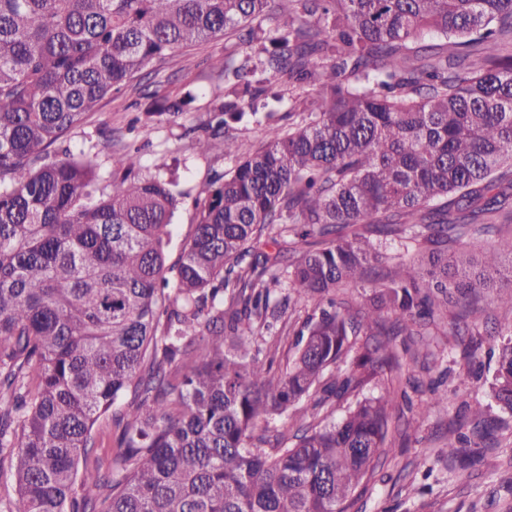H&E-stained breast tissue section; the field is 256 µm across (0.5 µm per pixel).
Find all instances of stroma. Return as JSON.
Here are the masks:
<instances>
[{
    "instance_id": "35a3bbf8",
    "label": "stroma",
    "mask_w": 512,
    "mask_h": 512,
    "mask_svg": "<svg viewBox=\"0 0 512 512\" xmlns=\"http://www.w3.org/2000/svg\"><path fill=\"white\" fill-rule=\"evenodd\" d=\"M246 52L236 37L220 36L153 61L63 139L64 146L92 158L105 176L112 171V153L126 146L138 149L143 177H168L173 159H180L176 175L183 197L170 227L169 262L177 261L192 236L195 201L213 171L226 172L235 164L231 156L199 153L192 141L193 128L224 97V83L210 62L231 53L241 58ZM188 90L196 98L179 118L151 113L153 95L177 98ZM481 307V349H472V331L459 327L453 306L435 322L419 326L417 335L394 340L400 364L415 356L427 368L413 377L404 370L392 372L393 388L406 391L410 403L394 413L388 437L392 452L381 456L350 512H512V418L498 432L494 448L478 457L452 463L446 448L449 432L468 433L469 405L489 401L494 362L485 344L499 310L486 300ZM434 388L447 391V406L416 423L419 404Z\"/></svg>"
}]
</instances>
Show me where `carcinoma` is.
I'll use <instances>...</instances> for the list:
<instances>
[{
    "mask_svg": "<svg viewBox=\"0 0 512 512\" xmlns=\"http://www.w3.org/2000/svg\"><path fill=\"white\" fill-rule=\"evenodd\" d=\"M273 10L287 21L254 39ZM244 28L253 53L212 64L230 99L202 153L236 154L233 125L286 80L316 94L211 176L169 265L172 183L135 176L126 151L105 190L91 158L49 149L150 61ZM510 39L512 0H0V476L16 493L0 512H348L396 408L387 388L362 395L401 368L380 337L479 292L507 309L490 388L512 415V235L448 252L512 224ZM407 232L431 251L342 310L337 289ZM293 300L316 310L275 372L266 334ZM349 396L341 419L255 444L259 422ZM446 404L433 389L418 417ZM489 412L476 403L448 458L479 447Z\"/></svg>",
    "mask_w": 512,
    "mask_h": 512,
    "instance_id": "carcinoma-1",
    "label": "carcinoma"
}]
</instances>
